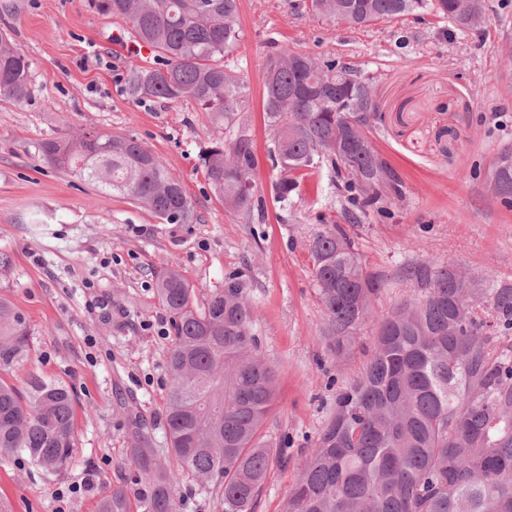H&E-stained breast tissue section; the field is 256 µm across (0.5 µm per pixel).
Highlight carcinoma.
Segmentation results:
<instances>
[{"mask_svg": "<svg viewBox=\"0 0 512 512\" xmlns=\"http://www.w3.org/2000/svg\"><path fill=\"white\" fill-rule=\"evenodd\" d=\"M120 16L156 62L132 68L136 101H191L222 133L204 158L205 177L224 208L252 223L255 156L238 122L249 94L241 74L222 64L239 46L238 0H91ZM316 15L350 26L430 10L475 29L484 0H310ZM29 94L28 62L0 33V98ZM263 110L273 131L267 155L279 172L277 199L288 201L293 174L328 166L347 203L348 221L385 213L404 196L402 181L373 142L380 118L371 77L341 61L284 48L270 58ZM45 163L106 193H119L166 224H188L182 182L132 136L93 130L40 144ZM491 195L512 205V145L487 172ZM311 276L327 315L331 353L343 357L372 317L386 279L363 267L338 224L311 240ZM405 278L419 292L377 323L362 374L336 393L334 412L300 468L286 512H512V357L491 353L494 335L512 330V287L484 288L461 270L420 260ZM173 329V383L167 429L180 470L201 491L223 484L224 512H256L272 459L263 427L275 397L272 366L253 333L256 307L241 271L203 300L175 268L157 281ZM491 297L490 318L476 312ZM32 331L0 296V459L27 454L45 473L71 459L73 389L32 375L26 390L10 377L29 360ZM136 472L107 491L98 512H178L177 472L158 461L146 438L130 449Z\"/></svg>", "mask_w": 512, "mask_h": 512, "instance_id": "1", "label": "carcinoma"}]
</instances>
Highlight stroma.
I'll use <instances>...</instances> for the list:
<instances>
[{
	"label": "stroma",
	"instance_id": "35a3bbf8",
	"mask_svg": "<svg viewBox=\"0 0 512 512\" xmlns=\"http://www.w3.org/2000/svg\"><path fill=\"white\" fill-rule=\"evenodd\" d=\"M243 31L226 65L250 93L242 115L257 167L255 221L225 211L201 154L214 129L193 103L138 102L126 89L132 67L153 61L118 17L88 0H0V32L30 63V95L0 99V295L31 326L27 373L75 391L71 463L45 476L26 455L0 462V497L13 512H97L100 496L124 484L139 436L167 445L171 319L156 293L177 268L198 297L223 287L233 269L250 280L260 347L277 391L265 438L272 462L256 512H284L299 464L370 355L373 326L345 358L326 349L324 309L310 276L308 244L322 224L349 234L368 271L387 280L374 310L390 313L412 294L402 270L423 255L455 264L485 287L512 285V207L492 197L485 171L512 144V0H486L485 21L457 26L430 11L364 27L314 16L282 0H239ZM333 55L370 75L381 121L373 141L403 182L385 217L348 223L328 168L298 175L287 203L267 157L264 120L268 60L282 48ZM95 129L131 135L179 178L193 206L189 224H165L119 194H104L43 163L40 143ZM178 512H224L222 491L201 492L194 476L174 487Z\"/></svg>",
	"mask_w": 512,
	"mask_h": 512
}]
</instances>
